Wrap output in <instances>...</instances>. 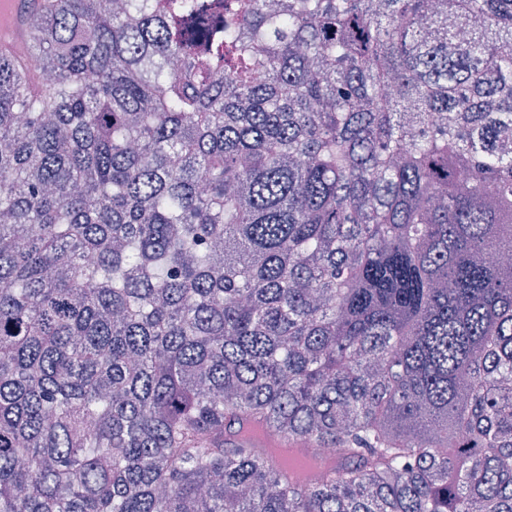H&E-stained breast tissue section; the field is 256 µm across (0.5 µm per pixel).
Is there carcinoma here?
I'll list each match as a JSON object with an SVG mask.
<instances>
[{
	"label": "carcinoma",
	"mask_w": 512,
	"mask_h": 512,
	"mask_svg": "<svg viewBox=\"0 0 512 512\" xmlns=\"http://www.w3.org/2000/svg\"><path fill=\"white\" fill-rule=\"evenodd\" d=\"M483 252L512 0H45L0 51V512H512Z\"/></svg>",
	"instance_id": "1"
}]
</instances>
